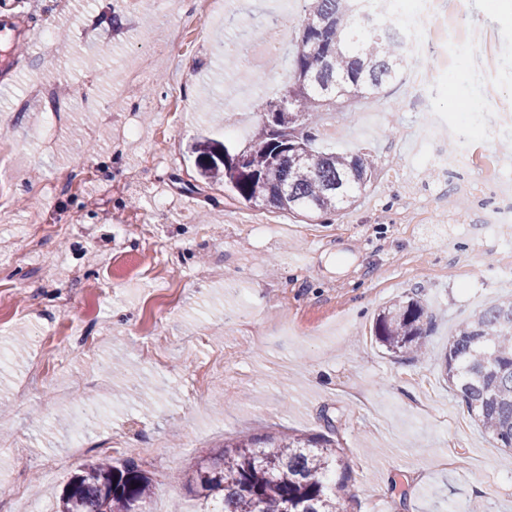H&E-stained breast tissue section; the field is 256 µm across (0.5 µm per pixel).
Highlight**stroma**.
Segmentation results:
<instances>
[{
  "mask_svg": "<svg viewBox=\"0 0 512 512\" xmlns=\"http://www.w3.org/2000/svg\"><path fill=\"white\" fill-rule=\"evenodd\" d=\"M27 8L14 29L34 23L44 38L11 52L0 39V146L11 150L0 351L25 341L0 370V512H57L75 470L106 455L158 484L147 512H212L188 479L253 432L337 437L345 512H512V451L474 422L441 366L462 320L512 297L479 230L512 207L495 188L512 129L486 124L467 162L442 174L420 162L419 124L429 107L512 113V0H473L449 25L430 60L431 101L404 80L324 114L336 149L378 162L367 194L328 224L239 203L218 183L185 188L189 146L225 137L213 98L245 133L258 117L236 101L284 91L296 42L279 46L281 68L248 64L250 25H276L271 0H238L182 44L181 0L149 22L143 0ZM36 84L66 112L27 99ZM134 169L140 183L126 184ZM474 180L480 193L464 189ZM411 293L432 316L424 359L388 354L371 334ZM76 401L101 412L76 461L47 471L72 447ZM462 454L470 465H449Z\"/></svg>",
  "mask_w": 512,
  "mask_h": 512,
  "instance_id": "stroma-1",
  "label": "stroma"
}]
</instances>
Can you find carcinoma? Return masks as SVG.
Masks as SVG:
<instances>
[{"label": "carcinoma", "mask_w": 512, "mask_h": 512, "mask_svg": "<svg viewBox=\"0 0 512 512\" xmlns=\"http://www.w3.org/2000/svg\"><path fill=\"white\" fill-rule=\"evenodd\" d=\"M359 0H304L294 82L275 100L255 101L251 139L232 145L196 142V176L188 187L222 181L232 198L325 224L354 206L372 186L371 153L313 146L323 112L400 80L410 56L387 33L361 29ZM428 316L418 295L378 315L376 339L393 354L426 353ZM442 376L474 420L512 448V299L475 312L448 338ZM337 441L323 435H243L197 471L204 497L222 496V512H344L340 491L350 478ZM63 490L58 512H139L155 495L152 478L131 459L81 466Z\"/></svg>", "instance_id": "1"}]
</instances>
